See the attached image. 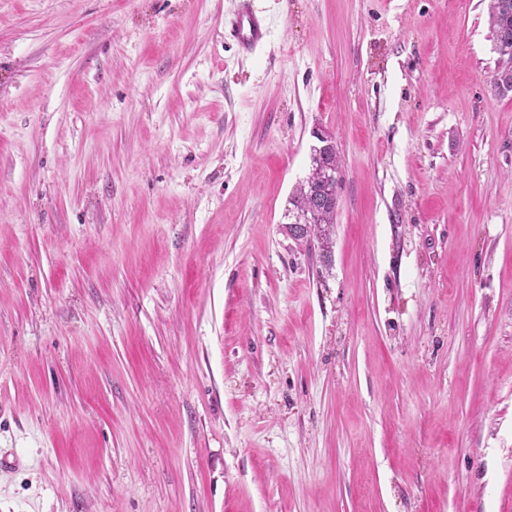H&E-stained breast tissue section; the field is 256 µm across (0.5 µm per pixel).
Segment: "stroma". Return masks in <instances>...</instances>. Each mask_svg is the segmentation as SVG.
<instances>
[{
  "label": "stroma",
  "mask_w": 512,
  "mask_h": 512,
  "mask_svg": "<svg viewBox=\"0 0 512 512\" xmlns=\"http://www.w3.org/2000/svg\"><path fill=\"white\" fill-rule=\"evenodd\" d=\"M255 2L0 0V512H512L489 0ZM229 34L245 51L263 43L267 35L264 17L254 6V0H240L237 12L230 22ZM327 164H332L335 167L337 175L340 172L338 153L327 157L320 155L315 158L312 156L310 176L289 200L292 208L288 209V216L292 214L294 221L286 224L287 231L290 230L292 224L309 225L307 233H302L298 241L311 243L315 239L323 256L326 257L331 253V237L335 225L339 186L322 178L321 171ZM308 213L311 216V223H305ZM314 215L317 217L315 218Z\"/></svg>",
  "instance_id": "obj_1"
}]
</instances>
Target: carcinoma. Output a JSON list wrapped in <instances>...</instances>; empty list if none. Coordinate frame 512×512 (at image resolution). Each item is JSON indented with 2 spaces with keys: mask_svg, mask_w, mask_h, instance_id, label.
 <instances>
[{
  "mask_svg": "<svg viewBox=\"0 0 512 512\" xmlns=\"http://www.w3.org/2000/svg\"><path fill=\"white\" fill-rule=\"evenodd\" d=\"M489 26L496 50L512 48V0H490ZM331 164L340 169L339 155L312 158L310 176L291 197L289 204L294 223H309V229L299 237L302 242L317 241L323 257L331 253V237L334 231L338 186L322 178L321 171Z\"/></svg>",
  "mask_w": 512,
  "mask_h": 512,
  "instance_id": "carcinoma-1",
  "label": "carcinoma"
}]
</instances>
